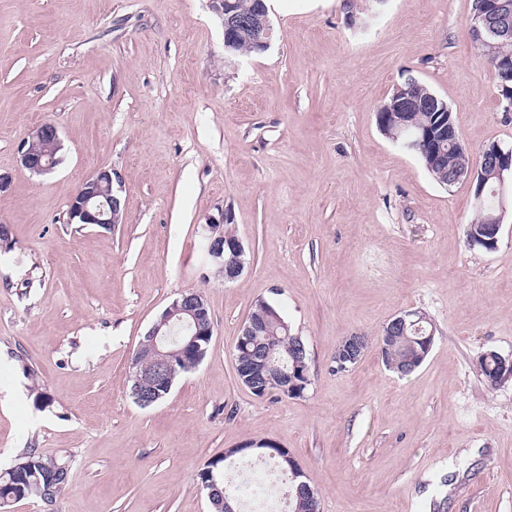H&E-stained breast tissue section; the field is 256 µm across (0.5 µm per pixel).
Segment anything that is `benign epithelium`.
<instances>
[{"instance_id":"obj_1","label":"benign epithelium","mask_w":512,"mask_h":512,"mask_svg":"<svg viewBox=\"0 0 512 512\" xmlns=\"http://www.w3.org/2000/svg\"><path fill=\"white\" fill-rule=\"evenodd\" d=\"M212 10L224 19V50L229 52L225 61L232 62L230 52L234 50L240 37L251 35L256 49L268 48L272 32V22L267 8L262 6L254 14L237 12L230 0H210ZM471 34L479 42L489 39L508 41L512 39V0H478V11L470 25ZM492 75L498 88L512 90V57L498 58L490 61ZM451 112L448 105L428 95L418 101L404 98L396 93L392 103L378 109L382 120L383 112H396L394 122L405 123L403 116L409 111ZM457 147L465 157L466 163L448 171L446 185L451 186L467 179L475 184V205L482 209L488 195L497 198L495 208L486 215L485 225L480 232L467 230L468 242L472 246L481 245L488 251L496 249L503 224V219L512 201V147H505L498 142L486 145L481 153L478 165H473L459 127L453 118L439 128L426 132L413 140L400 142L411 152H420L430 160L441 155L445 144ZM60 144L58 128L51 122L39 126L20 148V161L23 167L35 172L46 173L56 166L53 155L43 146L58 150ZM122 178L113 169H98L86 179L69 203L70 221L80 220L83 224H96L109 229L114 224L122 223L123 209L118 190ZM206 254L213 268L224 275V280L233 281L245 267V248L238 238L224 237V215L209 219L206 224ZM416 312H404L394 316L378 336L377 345L404 334L408 325L415 323ZM181 326V346L175 351L180 358L196 354L200 348L199 340L213 335L212 327L206 325L207 302L202 293L194 290L182 292L167 306L146 332V339L136 350L133 363L130 364V381L135 401L144 408L151 407L161 396L159 389H170L176 376V367L168 361L166 328L171 320ZM368 348V342L360 336L345 337L338 345L336 362L343 367L347 362L362 359ZM243 375L240 384L249 391L264 396L272 393H292L299 386L295 374L288 364L273 360V350L252 351L249 359L241 362ZM208 500L215 512H236L229 500L224 498V489L214 480L207 484Z\"/></svg>"}]
</instances>
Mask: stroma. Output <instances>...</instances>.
<instances>
[{
    "label": "stroma",
    "instance_id": "1",
    "mask_svg": "<svg viewBox=\"0 0 512 512\" xmlns=\"http://www.w3.org/2000/svg\"><path fill=\"white\" fill-rule=\"evenodd\" d=\"M473 0H268L263 52L224 63L209 0H0V471L26 449L68 461L55 512H210L198 473L246 442L289 449L320 512H512V213L471 246L474 186L445 187L379 128L415 78L444 99L472 156L512 145ZM56 125L59 163L19 145ZM122 177L121 224H70L81 183ZM225 212L246 249L235 281L203 249ZM201 292L213 337L153 407L128 381L144 333ZM303 340V396L259 398L234 346L257 300ZM425 313L433 348L411 375L375 339ZM363 358L337 371L347 336ZM59 144V132L55 124L50 122L42 124L29 135L20 148L22 166L35 173L51 171L57 164L53 158L54 153H47L42 146L52 147L56 152ZM418 312H404L400 315L394 316L383 328L380 336H378L377 345L379 351H382V342L388 341L389 339H395L398 336H402L405 332L406 327L409 324H413L417 319ZM368 348V339L364 341L360 336L345 337L338 345L336 362L339 367H344L346 362L360 361ZM336 364V366H337ZM480 359V371L486 382L491 387L499 386L501 383L507 381L501 379V373L499 371L498 364V353L495 350H487L484 352Z\"/></svg>",
    "mask_w": 512,
    "mask_h": 512
}]
</instances>
